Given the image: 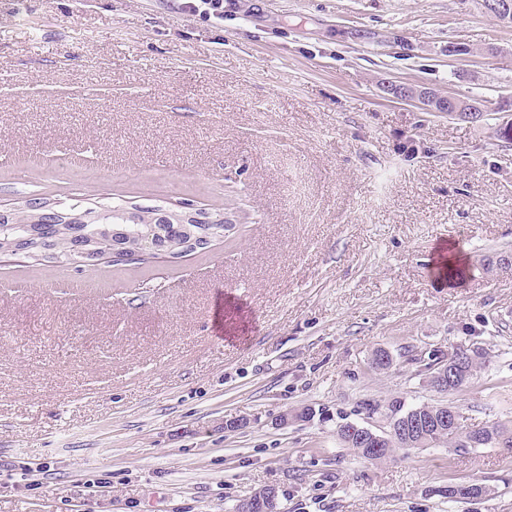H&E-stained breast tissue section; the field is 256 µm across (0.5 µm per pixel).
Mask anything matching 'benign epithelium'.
<instances>
[{
  "label": "benign epithelium",
  "instance_id": "obj_1",
  "mask_svg": "<svg viewBox=\"0 0 512 512\" xmlns=\"http://www.w3.org/2000/svg\"><path fill=\"white\" fill-rule=\"evenodd\" d=\"M483 8L497 13L501 19H512V0H482ZM387 92L394 98L404 101L418 100L427 107L437 106L451 116L469 118L476 111L477 103L463 101L452 96H440L428 89L399 86L391 84ZM112 227L94 228L86 232L84 243L76 247L78 262L83 266H96L102 260L114 265L131 261L136 255L151 256L168 254L172 249V241L162 238L152 224H146L138 233L135 249H130L122 243L129 236L127 225L139 224L140 212L131 211L122 206H114ZM32 236L14 228L12 225H0V253L17 254L30 250ZM435 372L431 379L437 388L448 391V384L456 381L464 370L463 359L448 357L438 361L433 366ZM337 429H344L351 434L373 445L382 441L383 435L360 423H342ZM279 512L278 494L273 488L263 489L249 497L239 500L236 512Z\"/></svg>",
  "mask_w": 512,
  "mask_h": 512
}]
</instances>
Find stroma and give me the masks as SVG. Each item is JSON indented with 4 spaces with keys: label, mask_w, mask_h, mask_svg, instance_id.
<instances>
[{
    "label": "stroma",
    "mask_w": 512,
    "mask_h": 512,
    "mask_svg": "<svg viewBox=\"0 0 512 512\" xmlns=\"http://www.w3.org/2000/svg\"><path fill=\"white\" fill-rule=\"evenodd\" d=\"M33 198L226 229L91 269L0 254V512H233L269 486L281 512H512V448L370 461L336 436L393 398L512 429V25L478 0H0V214ZM447 242L464 277L433 272ZM459 348L474 378L431 388L419 362ZM387 92L398 100H418L429 108L435 105L443 110L441 112H448V115L460 118H470L474 114L473 112H476L475 106L479 107L476 102L463 101L449 95L439 96L426 88L420 89L391 84L387 87Z\"/></svg>",
    "instance_id": "stroma-1"
}]
</instances>
